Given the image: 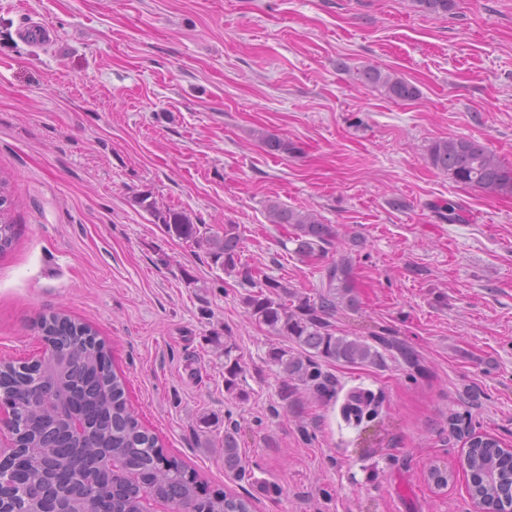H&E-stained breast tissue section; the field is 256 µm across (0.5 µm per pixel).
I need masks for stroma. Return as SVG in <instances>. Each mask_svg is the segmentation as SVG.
<instances>
[{
  "instance_id": "obj_1",
  "label": "stroma",
  "mask_w": 512,
  "mask_h": 512,
  "mask_svg": "<svg viewBox=\"0 0 512 512\" xmlns=\"http://www.w3.org/2000/svg\"><path fill=\"white\" fill-rule=\"evenodd\" d=\"M32 21L45 45L21 39ZM367 64L419 96L389 97ZM258 130L291 151L268 153ZM448 137L512 164V0L445 15L414 0H0V192L21 227L0 255V361L39 356L37 323L62 308L110 347L165 452L254 512H477L464 432L512 446V196L432 166ZM146 195L214 233L238 225L241 269L299 293L349 257L359 307L336 313L337 334L384 332L421 370L326 363L330 394L282 401L268 352L294 342ZM272 202L336 225L335 246L301 261ZM448 202L461 222L440 218ZM217 336L236 345L244 398L224 389ZM359 389L379 407L357 424L342 408ZM228 424L241 480L224 469ZM361 76L364 81L380 85L385 88L390 97L400 100H413L419 95L416 86L394 71H385L367 65L363 68Z\"/></svg>"
}]
</instances>
